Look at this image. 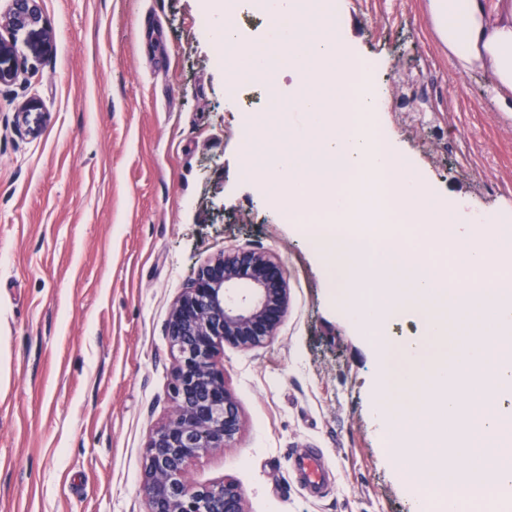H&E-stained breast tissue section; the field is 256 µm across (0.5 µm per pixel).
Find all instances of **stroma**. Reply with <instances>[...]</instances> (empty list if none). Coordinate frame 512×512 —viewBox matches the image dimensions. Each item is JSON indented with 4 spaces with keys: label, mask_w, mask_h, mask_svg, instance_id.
Instances as JSON below:
<instances>
[{
    "label": "stroma",
    "mask_w": 512,
    "mask_h": 512,
    "mask_svg": "<svg viewBox=\"0 0 512 512\" xmlns=\"http://www.w3.org/2000/svg\"><path fill=\"white\" fill-rule=\"evenodd\" d=\"M225 0H37L0 31V512H147L151 433L170 416L173 302L208 259L280 258L268 344L224 348L242 426L188 479L236 482L246 512H414L373 418L376 360L327 295L326 264L248 175L247 114L294 87L228 92ZM385 139L463 222L512 221V115L454 73L426 0H339ZM322 451L320 488L291 461Z\"/></svg>",
    "instance_id": "stroma-1"
}]
</instances>
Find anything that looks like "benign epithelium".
Instances as JSON below:
<instances>
[{
  "label": "benign epithelium",
  "mask_w": 512,
  "mask_h": 512,
  "mask_svg": "<svg viewBox=\"0 0 512 512\" xmlns=\"http://www.w3.org/2000/svg\"><path fill=\"white\" fill-rule=\"evenodd\" d=\"M40 22L35 0H10L0 28ZM287 305L283 263L259 248L207 260L175 301L166 326L175 357L172 413L149 438L147 512H245L237 484L194 485L187 473L197 458L234 441L242 426L219 360L224 344L251 349L269 343Z\"/></svg>",
  "instance_id": "1"
}]
</instances>
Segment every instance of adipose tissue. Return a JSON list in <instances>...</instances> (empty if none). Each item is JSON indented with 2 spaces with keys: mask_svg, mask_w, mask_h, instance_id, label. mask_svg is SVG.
Instances as JSON below:
<instances>
[{
  "mask_svg": "<svg viewBox=\"0 0 512 512\" xmlns=\"http://www.w3.org/2000/svg\"><path fill=\"white\" fill-rule=\"evenodd\" d=\"M443 14L438 37L456 72H483L500 98H512V0H427Z\"/></svg>",
  "mask_w": 512,
  "mask_h": 512,
  "instance_id": "adipose-tissue-1",
  "label": "adipose tissue"
}]
</instances>
